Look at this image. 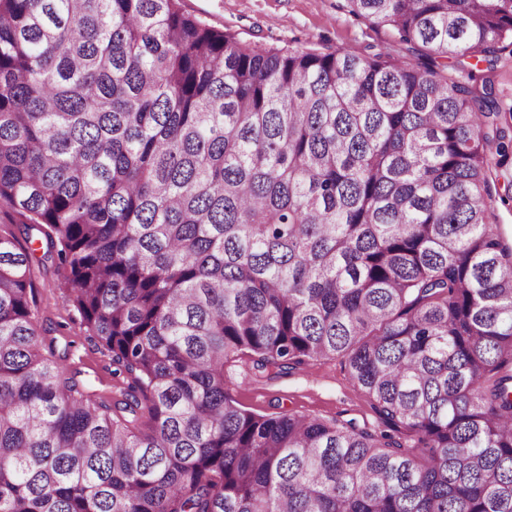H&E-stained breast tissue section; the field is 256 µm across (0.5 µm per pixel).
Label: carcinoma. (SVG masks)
I'll list each match as a JSON object with an SVG mask.
<instances>
[{
	"instance_id": "obj_1",
	"label": "carcinoma",
	"mask_w": 512,
	"mask_h": 512,
	"mask_svg": "<svg viewBox=\"0 0 512 512\" xmlns=\"http://www.w3.org/2000/svg\"><path fill=\"white\" fill-rule=\"evenodd\" d=\"M421 59L261 47L181 0H0V512H512V0H346ZM486 67L463 79L446 60ZM41 256H36L37 250ZM63 269L128 379L44 355ZM342 355L378 426L244 408ZM497 87L504 110H512V58L507 54L498 66ZM508 185L509 197L505 194V187ZM512 163L509 161L506 166L494 173L490 179V186L495 196L494 218L492 222L499 224V231L507 240H512ZM502 195L505 202H502Z\"/></svg>"
}]
</instances>
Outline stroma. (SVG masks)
I'll return each instance as SVG.
<instances>
[{
    "mask_svg": "<svg viewBox=\"0 0 512 512\" xmlns=\"http://www.w3.org/2000/svg\"><path fill=\"white\" fill-rule=\"evenodd\" d=\"M343 0H182L185 13L219 30L238 33L263 46L307 50L344 47L359 55L381 50L405 56L390 27H375L349 14ZM37 326L43 343L66 353L65 366L90 392L105 400L120 394L107 351L87 336L80 317L61 287L54 267H34ZM230 394L248 409L268 415L302 413L323 419H350L376 427L366 396L354 387L345 357L325 358L267 380L244 363L227 366Z\"/></svg>",
    "mask_w": 512,
    "mask_h": 512,
    "instance_id": "35a3bbf8",
    "label": "stroma"
}]
</instances>
